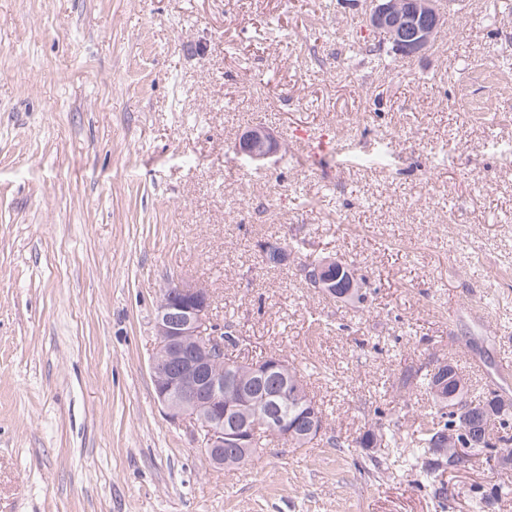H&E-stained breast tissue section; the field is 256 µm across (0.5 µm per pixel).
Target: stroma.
I'll return each instance as SVG.
<instances>
[{
	"mask_svg": "<svg viewBox=\"0 0 512 512\" xmlns=\"http://www.w3.org/2000/svg\"><path fill=\"white\" fill-rule=\"evenodd\" d=\"M459 0L432 48L366 52L347 0H0V512H512L502 468L370 473L380 448L210 467L149 372L159 293L209 288L237 359L286 356L349 438L456 365L512 400V9ZM263 124L279 153L239 157ZM326 148H319V140ZM304 239L368 299L296 273ZM289 247L263 264L260 246ZM339 263L336 257L331 255L324 256L316 268V274L321 277L326 285L333 283L329 276L330 270L336 266V281L329 288H323L322 291L338 302L344 303H362L365 301L366 293L362 291L363 277L358 275L357 270L351 262L341 259ZM337 263V264H336ZM354 280V287L349 288ZM347 286V287H345Z\"/></svg>",
	"mask_w": 512,
	"mask_h": 512,
	"instance_id": "stroma-1",
	"label": "stroma"
}]
</instances>
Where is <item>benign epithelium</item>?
Masks as SVG:
<instances>
[{"label":"benign epithelium","instance_id":"7a95c632","mask_svg":"<svg viewBox=\"0 0 512 512\" xmlns=\"http://www.w3.org/2000/svg\"><path fill=\"white\" fill-rule=\"evenodd\" d=\"M458 0H370L369 28L386 35L399 52L411 56L427 50L437 36L446 9ZM237 154L258 166L278 154L274 136L261 124L242 134ZM213 299L209 289L181 280L164 289L155 310L157 345L150 375L158 403L170 421L193 422L203 435L202 451L216 468L224 467V449L249 451L253 435L262 431L269 439L288 443L297 437H318L324 425L307 404L304 389L294 385L293 395L304 411L292 426L279 416H251L259 393L254 383L268 378H288V364L279 355L259 362L239 361L224 372L223 330L212 323ZM466 429L479 432L483 408L462 409Z\"/></svg>","mask_w":512,"mask_h":512}]
</instances>
